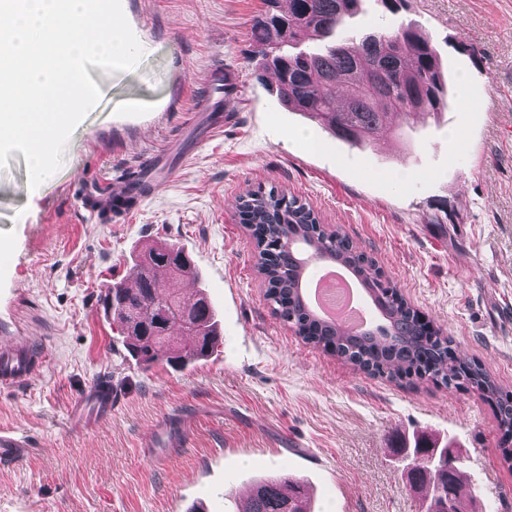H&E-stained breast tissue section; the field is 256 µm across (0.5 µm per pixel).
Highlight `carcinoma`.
Segmentation results:
<instances>
[{
	"label": "carcinoma",
	"instance_id": "1",
	"mask_svg": "<svg viewBox=\"0 0 512 512\" xmlns=\"http://www.w3.org/2000/svg\"><path fill=\"white\" fill-rule=\"evenodd\" d=\"M364 0H266L253 37L261 69L276 77L282 105L307 117L348 143L363 148L382 133L398 131V115L431 117L448 107V82L430 37L413 20H393L376 31L345 34ZM240 223L256 245L255 269L273 312L305 343L391 382L430 379L446 388L465 387L494 406L503 460L512 465V395L479 362L460 356L441 329L429 327L417 309L384 275L376 262L357 251L340 230L323 228L313 210L273 190L241 199ZM330 260L352 272L371 302L375 322L354 331L321 318L310 306L306 281L312 259ZM165 270L194 280V266L170 244L141 252L133 280L113 284L104 303L124 330L129 353L151 365L161 347L171 346L169 364L204 359L214 351L219 330L203 292L190 303L156 288ZM190 336L182 345L174 337ZM460 456L443 447L417 446L407 465L410 486L428 489L426 512H469L475 490L464 494L457 479ZM243 512H312L301 480L286 475L252 481Z\"/></svg>",
	"mask_w": 512,
	"mask_h": 512
}]
</instances>
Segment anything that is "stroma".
<instances>
[{
    "label": "stroma",
    "mask_w": 512,
    "mask_h": 512,
    "mask_svg": "<svg viewBox=\"0 0 512 512\" xmlns=\"http://www.w3.org/2000/svg\"><path fill=\"white\" fill-rule=\"evenodd\" d=\"M143 48L137 66L87 72L102 94L57 171L30 188L22 152L0 169V336L43 359L25 387L0 391V428L30 448L0 466V512H237L254 479L292 474L316 512H419L405 451L452 440L485 512H512V467L492 407L432 381L398 386L304 344L278 319L254 269L237 205L275 190L339 227L467 358L512 394V0H408L448 69V108L360 150L277 100L251 27L263 0H122ZM236 104L231 123L188 156L212 69ZM169 153V181L129 217L91 206L99 177L128 179ZM193 261L221 342L173 368L123 352L103 297L146 245ZM111 418L77 430L69 410L97 377ZM198 411L188 444L154 464L156 423Z\"/></svg>",
    "instance_id": "stroma-1"
}]
</instances>
